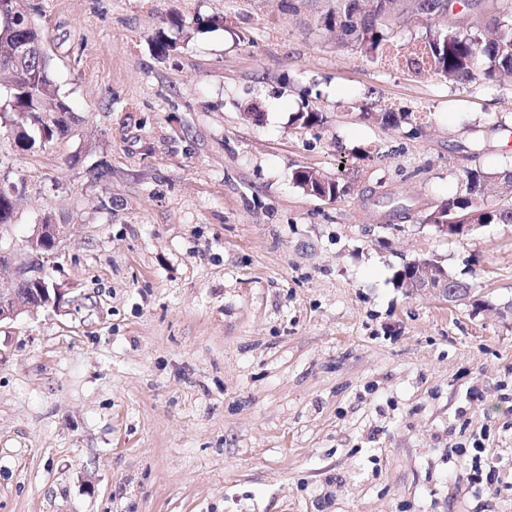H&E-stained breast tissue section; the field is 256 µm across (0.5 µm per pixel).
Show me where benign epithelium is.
<instances>
[{
    "label": "benign epithelium",
    "instance_id": "benign-epithelium-1",
    "mask_svg": "<svg viewBox=\"0 0 512 512\" xmlns=\"http://www.w3.org/2000/svg\"><path fill=\"white\" fill-rule=\"evenodd\" d=\"M32 49L29 44L17 47L14 56L0 60V72L10 73L14 83H19L25 76L22 61L30 57ZM65 233L64 224L34 225L26 240V257L17 265L14 264L12 250L0 245V270L13 268L11 277L5 279L0 276V323L13 321L24 312L54 308L59 304L60 289L49 283L46 267L58 257ZM48 239L52 241L49 253L44 247ZM402 286L411 295L442 294L450 303L466 299L461 292L451 293L448 272L427 260L411 262L410 276L402 281Z\"/></svg>",
    "mask_w": 512,
    "mask_h": 512
}]
</instances>
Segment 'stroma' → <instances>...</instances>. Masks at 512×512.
Here are the masks:
<instances>
[{"label":"stroma","instance_id":"1","mask_svg":"<svg viewBox=\"0 0 512 512\" xmlns=\"http://www.w3.org/2000/svg\"><path fill=\"white\" fill-rule=\"evenodd\" d=\"M24 2L82 123H0V241L68 227L58 307L0 324V512H512V224L424 221L512 172V86L357 52L336 0ZM418 259L473 301L397 287ZM319 178L323 183L317 181ZM294 183L307 193L317 196L315 193L327 194L328 197L341 198L347 192L346 184L338 177H329L310 168H299L293 173ZM312 191V192H311Z\"/></svg>","mask_w":512,"mask_h":512}]
</instances>
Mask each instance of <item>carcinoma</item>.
I'll list each match as a JSON object with an SVG mask.
<instances>
[{
    "instance_id": "1",
    "label": "carcinoma",
    "mask_w": 512,
    "mask_h": 512,
    "mask_svg": "<svg viewBox=\"0 0 512 512\" xmlns=\"http://www.w3.org/2000/svg\"><path fill=\"white\" fill-rule=\"evenodd\" d=\"M460 6L465 12L481 11L480 0H336V8L326 16L327 25L338 36L367 56L389 51V25L406 23L414 16L435 18ZM40 37L34 19L25 11L7 27L0 26V58L12 55L22 43ZM415 74L431 65L452 83L470 82L478 77L492 82L512 83V9L498 6L484 23L476 20L465 26L434 25L419 45L405 46L392 57ZM487 66L478 69L480 61ZM28 80L7 89L0 112L18 129L17 145L23 150L36 143L51 142L72 131L79 121L70 103L58 94L49 58L38 51L23 60ZM294 183L306 192L339 198L347 192L339 178L310 168L293 173ZM487 176L464 171L463 189L452 199L436 205L426 216L428 224H512V200L502 205L480 202Z\"/></svg>"
}]
</instances>
